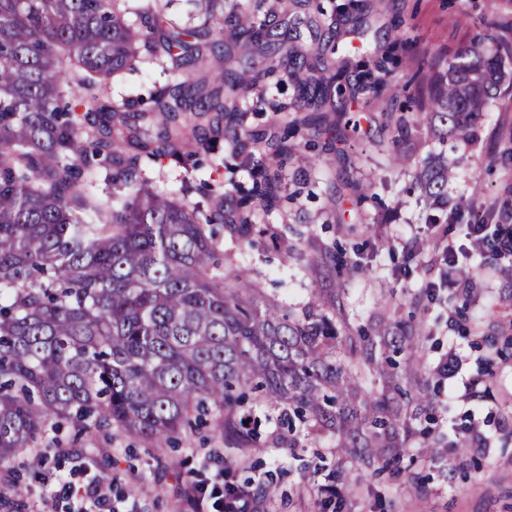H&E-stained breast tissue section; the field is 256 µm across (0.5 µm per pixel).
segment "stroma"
Here are the masks:
<instances>
[{"instance_id": "obj_1", "label": "stroma", "mask_w": 512, "mask_h": 512, "mask_svg": "<svg viewBox=\"0 0 512 512\" xmlns=\"http://www.w3.org/2000/svg\"><path fill=\"white\" fill-rule=\"evenodd\" d=\"M337 0H264L259 14L274 40L296 47L307 62L299 76L279 62L275 48L242 47L232 31L224 47L236 68L253 74L279 63L277 79L265 80L246 95L243 125L270 135L282 132L291 115L265 111L263 99L291 103L296 78L315 79L317 59L349 56L373 63L388 52L396 60L389 78L401 84L437 49L458 52L477 31L478 22L511 7L507 0H354L346 13L334 12ZM163 60L144 58L138 68L107 84L114 100L133 99L145 109L158 89L170 83ZM361 131L350 135L344 154L330 151L328 134L306 125L292 139L294 159L284 163L277 207L265 216L267 227L287 236L303 253L334 252L337 260L356 261L366 271L323 274L305 262L282 264L267 243L237 246L264 294L299 308L315 288L338 289L351 330L385 318L422 330V375L435 393L431 426L456 439L463 453L440 452L437 460L415 457L410 471L377 476L353 471L343 479L344 512H512V263H491L489 253L473 248L471 221L461 212L449 224H430L417 201L414 174L427 154L425 145L405 139L395 120L408 107L404 98L385 109L359 96L347 106ZM442 154L454 178L452 198L465 197L495 225L512 213V63L505 69L497 98L469 149L445 144ZM314 160L304 167L300 156ZM370 183L372 195L349 198L345 181ZM454 245L458 265L474 280L460 321L448 304L444 265L427 248L433 236ZM447 365V374L437 372ZM249 406L260 419L266 443L242 452L227 447L212 425L181 432L177 447L143 442L117 429L76 435L70 425L48 432L10 469L0 468V512H40L45 494L63 495L62 476L91 463L103 478L113 504H138L144 512H185L184 492L211 480L226 460H237L234 482L275 487L263 512H322L319 490L336 462V440L328 434L304 435L298 447L270 444L278 432L279 411L257 394ZM488 440L476 447L474 437ZM41 457L37 471L27 461Z\"/></svg>"}]
</instances>
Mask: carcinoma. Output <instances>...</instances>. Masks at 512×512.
Here are the masks:
<instances>
[{
	"instance_id": "1",
	"label": "carcinoma",
	"mask_w": 512,
	"mask_h": 512,
	"mask_svg": "<svg viewBox=\"0 0 512 512\" xmlns=\"http://www.w3.org/2000/svg\"><path fill=\"white\" fill-rule=\"evenodd\" d=\"M128 2L0 0V466L61 421L167 444L210 416L224 443L254 448L259 433L238 416L249 389L282 408L287 431L275 443L298 447L300 426L336 436L340 456L324 492L341 512L334 481L348 471L399 469L417 436L420 453L436 455L415 426L432 405L419 329L380 325L352 336L337 326L336 289L314 288L292 309L266 298L242 267L214 261L217 226L237 242L261 235L258 216L275 207L301 122L285 125L259 159L255 134L222 126L254 82L221 53L224 27L252 43L270 39L242 0H196L200 30L167 18L172 0ZM182 45L196 74L164 86L149 110L102 101L105 81L135 68L141 48L171 56ZM506 59L512 16L485 21L467 48L410 79L403 93L413 111L400 128L429 146L473 145ZM328 70L297 82L292 111L346 112L347 72ZM361 73L363 91L391 92L383 62ZM222 141L252 179L233 205L212 194L190 201L188 178L179 195L148 185L143 159L169 158L190 173ZM98 161L115 170V207L81 188ZM419 179L425 207L448 211V166L429 155ZM374 375L383 388L371 398L361 383Z\"/></svg>"
}]
</instances>
